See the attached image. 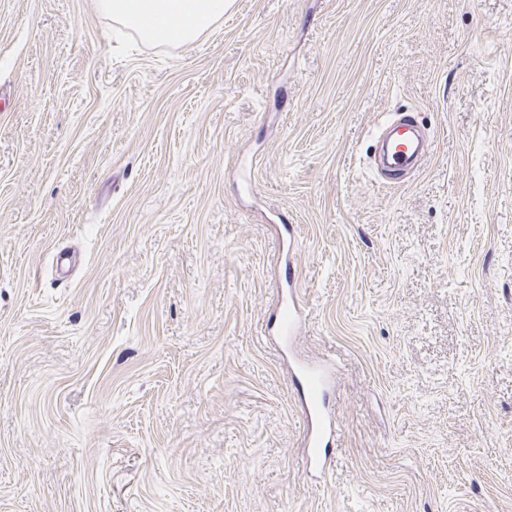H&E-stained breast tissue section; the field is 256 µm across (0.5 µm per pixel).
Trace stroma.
<instances>
[{
    "label": "stroma",
    "mask_w": 512,
    "mask_h": 512,
    "mask_svg": "<svg viewBox=\"0 0 512 512\" xmlns=\"http://www.w3.org/2000/svg\"><path fill=\"white\" fill-rule=\"evenodd\" d=\"M0 97V512H512V0H0ZM232 0H98L101 12L150 42H186L208 31ZM412 125L401 123L394 126L386 140V160L389 167L402 169L418 156L431 152V142L410 137ZM306 419L305 446L308 449L309 457L317 462L320 457L321 438L326 430L324 415L318 404L307 406Z\"/></svg>",
    "instance_id": "obj_1"
}]
</instances>
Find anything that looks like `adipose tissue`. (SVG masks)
<instances>
[{
  "label": "adipose tissue",
  "mask_w": 512,
  "mask_h": 512,
  "mask_svg": "<svg viewBox=\"0 0 512 512\" xmlns=\"http://www.w3.org/2000/svg\"><path fill=\"white\" fill-rule=\"evenodd\" d=\"M232 0H98L101 12L150 42H186L223 18Z\"/></svg>",
  "instance_id": "adipose-tissue-1"
}]
</instances>
